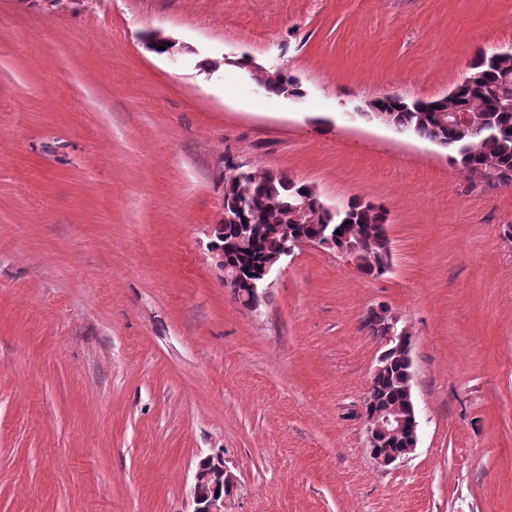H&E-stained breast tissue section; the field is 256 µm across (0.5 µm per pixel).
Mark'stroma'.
Returning <instances> with one entry per match:
<instances>
[{
  "label": "stroma",
  "mask_w": 512,
  "mask_h": 512,
  "mask_svg": "<svg viewBox=\"0 0 512 512\" xmlns=\"http://www.w3.org/2000/svg\"><path fill=\"white\" fill-rule=\"evenodd\" d=\"M510 44L512 0H0V512H192L218 452L226 512H512V185L358 115ZM228 154L387 208L389 271L305 246L242 309L207 249ZM382 304L420 414L386 468ZM384 315L387 317V336H385L384 317L379 310H371L362 324L370 336L379 339L387 349L380 355L374 366L371 378L375 376V387L379 398L399 400L405 397L404 406L393 407L381 404L374 393L372 384H369L361 410V419L366 427L369 454L376 465L390 466L397 461L404 460L417 446V434L411 431L405 435L410 437L404 448H393L399 440L406 419L414 417L415 403L412 399L409 372L413 365L411 358V336L405 327H398L399 318L390 310ZM392 356L389 360L388 358ZM398 356H403L406 359ZM387 367V368H386ZM386 368V369H385ZM383 371V372H382ZM407 390V392H406ZM406 394V396H405ZM235 488L234 475L226 466L223 454L216 453L203 458L197 464L194 474L192 512H224V505ZM216 490H219V494H216Z\"/></svg>",
  "instance_id": "stroma-1"
}]
</instances>
